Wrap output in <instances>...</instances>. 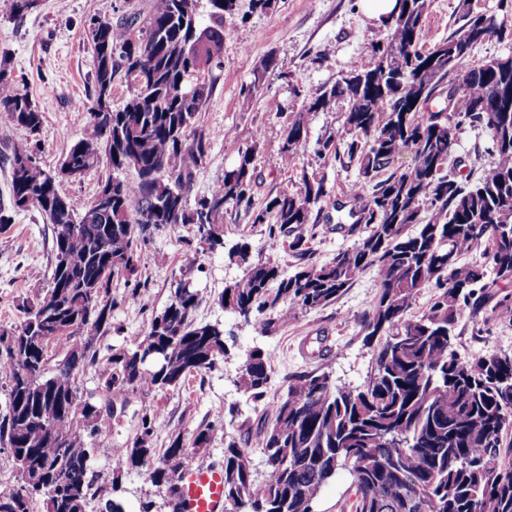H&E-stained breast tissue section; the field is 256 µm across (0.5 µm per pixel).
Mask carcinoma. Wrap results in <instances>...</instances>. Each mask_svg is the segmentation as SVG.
I'll return each mask as SVG.
<instances>
[{
	"label": "carcinoma",
	"instance_id": "cac0c4a2",
	"mask_svg": "<svg viewBox=\"0 0 512 512\" xmlns=\"http://www.w3.org/2000/svg\"><path fill=\"white\" fill-rule=\"evenodd\" d=\"M409 8L386 17V41L373 46L368 64L336 80L312 98L308 110L349 99L344 133L321 150L356 163L371 192L357 223L368 228L361 242L327 263L305 264L291 275L269 261L250 258L247 245L228 252L246 265L242 280L227 284L217 301L230 313L262 316L284 308L315 310L336 301L368 269L379 291L363 319L364 341H379L374 370L362 387H338L325 372L296 376L261 435L266 475L254 478L248 449L224 442V512H315L323 487L338 470L351 477L354 512H512V354L460 360L452 350L461 312L479 313L484 296L475 289L512 280V52L469 62L494 31L512 43V0H498L502 17L466 8L461 24L430 48L420 33L430 0H404ZM237 0H209L203 24L197 0H152L145 32L134 23L90 20L85 36L95 55V93L90 131L74 141L60 164L79 174L106 159L114 171L131 170L132 181L109 177L79 212L58 190L38 159L43 116L12 82L0 56V112L27 133L11 160V204L34 208L52 227L51 282L22 304L21 320L0 327V373L9 400L0 412V450L17 470V487L0 493V510L87 512L96 497L90 472L94 439L109 419L80 389L78 377L97 361V342L111 329L112 280L130 275L154 232L194 224L211 227L200 244L224 246L217 224L224 206L243 202L251 184L253 156L209 195L190 203L196 170L211 135L196 117L211 96L212 72L224 59V14ZM135 73V89L112 109L117 73ZM437 99L444 107L432 111ZM478 124L489 134L492 168L476 179L447 173L457 164V134ZM307 143L298 118L288 126L281 151L296 154ZM405 151L413 165H395ZM330 196L323 181L302 177L299 191L279 194L255 222L271 213L269 232L309 223L312 209ZM482 266L459 264L475 242ZM438 288L416 318L407 311L421 289ZM201 295L189 280L177 283L169 303L152 316L133 348L112 354L101 375V392L118 399L142 388L178 385L213 370L227 355L224 327L199 323ZM66 335L64 363L48 373L50 344ZM271 368L261 349L240 367L239 388L255 400L265 395ZM215 426L190 437H170L153 448V416L140 418L120 464L157 488L196 460Z\"/></svg>",
	"mask_w": 512,
	"mask_h": 512
}]
</instances>
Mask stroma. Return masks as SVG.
<instances>
[{
	"label": "stroma",
	"mask_w": 512,
	"mask_h": 512,
	"mask_svg": "<svg viewBox=\"0 0 512 512\" xmlns=\"http://www.w3.org/2000/svg\"><path fill=\"white\" fill-rule=\"evenodd\" d=\"M151 0H39L23 16L13 15L9 0H0V53H7L17 87L29 94L43 115L38 134V158L47 169H57L70 143L90 124L93 100V50L84 37L89 20L112 23L133 14H147ZM249 0H238L235 12L224 17V61L215 70L213 92L198 115V123L211 134L210 149L197 170L193 197L208 195L237 165L241 154H253V178L247 202L224 207L220 230L223 249L210 252L199 243L196 227L179 226L160 232L143 247L135 272L112 282V328L97 343V363L79 377L84 392L94 394L99 407H110L109 431L94 442L92 469L100 493L89 512H102L106 501L121 504L123 512H139L143 501L154 503L153 512H168L161 490L145 483L135 472L118 466L112 451L126 447L135 436L143 413L154 420V446L162 448L172 433L191 434L199 425L233 413L231 431L249 450L256 476H264L265 462L255 442L270 425L278 400L285 396L292 376L313 370L330 374L339 386L365 385L373 374V350L365 345L362 320L377 292V273L365 271L341 297L316 310L291 309L275 331H264L257 318L245 319L224 312L217 295L244 275L231 263L226 250L248 245L252 259L275 262L293 273L299 258L284 235H271L273 217L256 223L255 216L280 193L299 190L302 177L324 179L331 193L313 209L300 229L309 238L310 261L329 262L337 252L354 247L365 225H353L349 209L358 202L351 195L358 181L356 164H339L320 152L321 142L342 131L347 100L327 108L308 110L316 93L330 87L340 74L361 70L372 46L387 34L385 26L364 14L361 0H276L267 12H250ZM463 0H431L420 43L432 47L460 25ZM270 69H263L265 60ZM265 70L255 82L256 70ZM303 117L308 127L305 149L282 153L288 126ZM488 133L481 126H463L457 155L466 172L482 174L494 162L487 153ZM113 173L101 165L76 179L59 183L76 210H83ZM6 249H0V325L17 323L23 303L46 288L51 276L52 228L36 210L15 214L7 232ZM191 279L203 299L197 321L224 327L228 354L214 371L188 377L164 390L137 389L107 403L100 393L99 369L113 353L131 347L144 335L152 312L168 303L178 279ZM512 310V282L489 290L478 316L462 312L453 350L458 358L472 360L493 353H512V321L502 316ZM261 348L271 359L272 371L265 397L252 402L237 387L240 366L247 351Z\"/></svg>",
	"instance_id": "35a3bbf8"
}]
</instances>
